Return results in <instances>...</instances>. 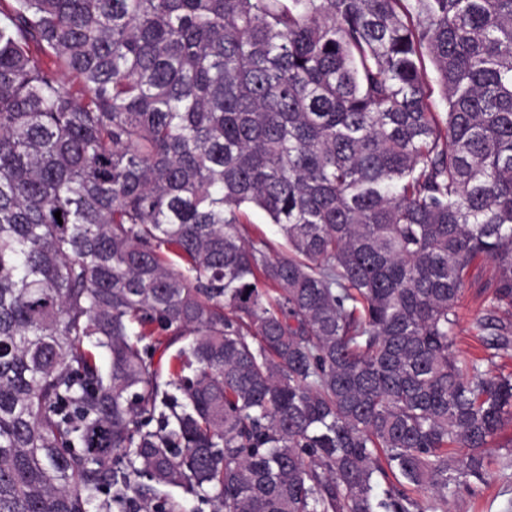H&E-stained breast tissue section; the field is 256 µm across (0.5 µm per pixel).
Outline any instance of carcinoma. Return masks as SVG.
Listing matches in <instances>:
<instances>
[{
    "instance_id": "1",
    "label": "carcinoma",
    "mask_w": 512,
    "mask_h": 512,
    "mask_svg": "<svg viewBox=\"0 0 512 512\" xmlns=\"http://www.w3.org/2000/svg\"><path fill=\"white\" fill-rule=\"evenodd\" d=\"M511 318L512 0H0V512H448ZM494 264L478 260L471 267L464 285V308L457 330L456 347L464 353L481 352L483 349L471 330L472 317L483 311L485 300L493 284Z\"/></svg>"
}]
</instances>
